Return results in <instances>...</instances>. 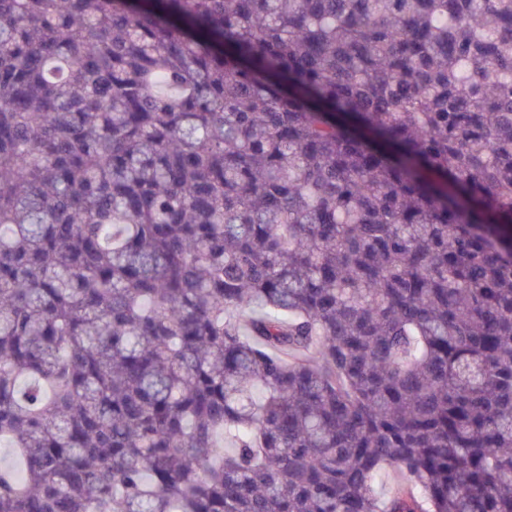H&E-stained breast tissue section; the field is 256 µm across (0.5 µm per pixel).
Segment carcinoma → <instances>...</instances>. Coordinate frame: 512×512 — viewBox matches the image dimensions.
I'll return each mask as SVG.
<instances>
[{
	"instance_id": "carcinoma-1",
	"label": "carcinoma",
	"mask_w": 512,
	"mask_h": 512,
	"mask_svg": "<svg viewBox=\"0 0 512 512\" xmlns=\"http://www.w3.org/2000/svg\"><path fill=\"white\" fill-rule=\"evenodd\" d=\"M1 444L0 512H512V0H0Z\"/></svg>"
}]
</instances>
